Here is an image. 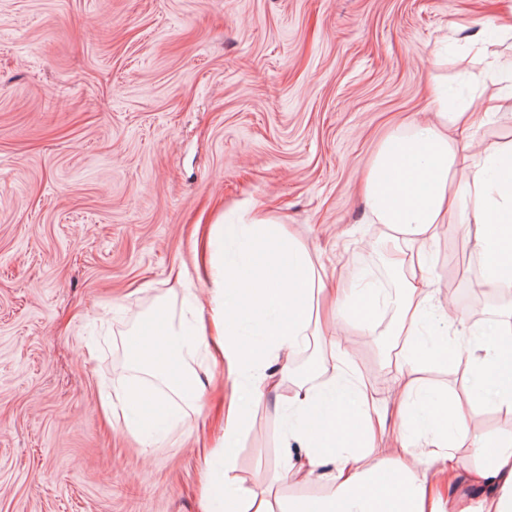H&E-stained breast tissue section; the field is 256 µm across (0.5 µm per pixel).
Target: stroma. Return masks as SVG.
<instances>
[{
    "instance_id": "stroma-1",
    "label": "stroma",
    "mask_w": 512,
    "mask_h": 512,
    "mask_svg": "<svg viewBox=\"0 0 512 512\" xmlns=\"http://www.w3.org/2000/svg\"><path fill=\"white\" fill-rule=\"evenodd\" d=\"M512 0H0V512H201L204 458L222 435L235 379L191 361L200 409L170 400L143 447L128 414L102 413L127 380L138 333L208 307L194 279L196 225L253 206L315 266L349 287L370 268L399 287L389 230L367 223L362 182L382 142L449 104L504 86L512 40L470 22ZM458 207L430 246L434 302L455 300L482 335L512 294L476 281L487 256ZM393 313L370 328L327 322L290 358L292 376L337 346L378 406L397 373L469 408L482 388L465 358L403 366ZM272 365L233 450L239 486L280 504L327 496L283 469L275 400L295 383Z\"/></svg>"
}]
</instances>
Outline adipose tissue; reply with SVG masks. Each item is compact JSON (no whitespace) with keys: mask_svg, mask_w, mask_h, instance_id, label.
<instances>
[{"mask_svg":"<svg viewBox=\"0 0 512 512\" xmlns=\"http://www.w3.org/2000/svg\"><path fill=\"white\" fill-rule=\"evenodd\" d=\"M506 161L512 162V146L488 144L476 153L471 141L449 139L435 124L426 123L411 136L386 141L365 174L367 219L394 233V264L404 274L401 287L385 292L382 304L395 312L393 334L403 341L406 365L433 363L424 337L448 333L447 315L432 303L428 252L436 229L447 223L455 204L451 177L464 176L477 226L475 244L489 252L481 273L483 287L512 288V225L503 221L504 214L512 213V192L500 191L488 177L491 165ZM194 252L195 276L210 292L208 310H191L179 323L146 332L140 341L142 364L146 375L162 384L148 390L125 383L116 403L133 414L130 431L140 437L160 423L159 416L142 415L145 404L165 407L173 393L194 404L201 401L203 385L187 359L198 351L203 332H211L212 349L221 355L228 374L249 380L248 386L234 387L224 412L220 453L228 458L241 434L245 405L263 395L267 368L306 344L324 281L299 242L255 215L229 230L222 223L212 224L204 238L195 240ZM245 324L257 326L261 345L240 341L239 328ZM450 350L467 356L475 380L499 370L498 351L483 343L460 338ZM333 367V385H313L303 378L287 400L288 436L305 451L300 472L307 477L316 473L326 448L333 463L324 475L333 488L331 496L302 503L294 512H440L429 477L455 478L454 450L466 439L486 461L475 480L492 486L494 497L490 508L461 504L453 512H512V434L491 441L471 435L469 415L480 412L481 403L466 413L443 395L429 408L423 404L424 389L396 377L403 403L398 411L401 433L392 457L394 479L383 485L378 469H361L358 455L359 449L372 447L382 426L379 409L351 374L345 357L335 359ZM319 417L327 421L321 431L313 426ZM420 443L425 452H417ZM224 470V479L209 480L204 512H274L267 499L235 487L232 465Z\"/></svg>","mask_w":512,"mask_h":512,"instance_id":"ef3b65f1","label":"adipose tissue"}]
</instances>
